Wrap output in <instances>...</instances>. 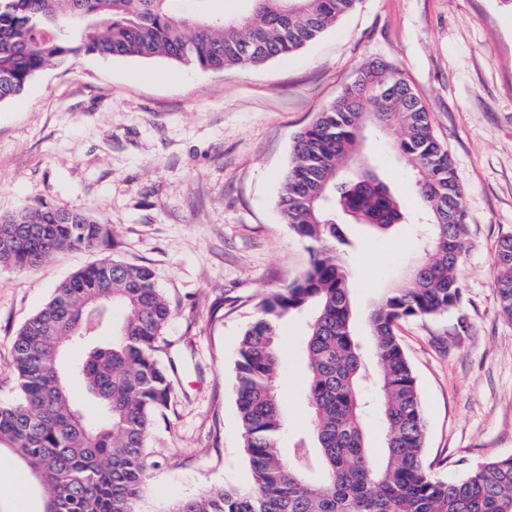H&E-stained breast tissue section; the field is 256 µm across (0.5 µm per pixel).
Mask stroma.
Returning <instances> with one entry per match:
<instances>
[{"label":"stroma","instance_id":"obj_1","mask_svg":"<svg viewBox=\"0 0 512 512\" xmlns=\"http://www.w3.org/2000/svg\"><path fill=\"white\" fill-rule=\"evenodd\" d=\"M375 61L398 69L426 107L464 189L470 248L459 311L398 321L427 418L425 462L456 480L512 456V321L499 308L493 256L512 234V5L506 0H357L302 49L261 65L201 71L164 58L87 56L38 74L0 102V215L51 204L91 213L108 235L38 268H0V403L17 398L12 343L75 272L111 257L153 267L172 310L158 359L172 376L147 451L145 495L162 503L249 480L236 362L261 300L309 264L278 199L295 135ZM397 133L366 134L375 171L423 210ZM351 298L363 318L420 256L408 225H353ZM281 444L309 431L302 398L305 319L278 327Z\"/></svg>","mask_w":512,"mask_h":512}]
</instances>
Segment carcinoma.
<instances>
[{"instance_id": "carcinoma-1", "label": "carcinoma", "mask_w": 512, "mask_h": 512, "mask_svg": "<svg viewBox=\"0 0 512 512\" xmlns=\"http://www.w3.org/2000/svg\"><path fill=\"white\" fill-rule=\"evenodd\" d=\"M208 0H0V101L19 97L49 67L86 55L166 57L201 70L260 65L297 51L357 0H247L239 18ZM401 132L397 149L427 206L423 256L368 315L373 349L354 328L345 254L348 226L377 233L407 223L395 193L362 160L364 132ZM279 207L308 245L310 263L263 302L240 340L237 409L250 481L171 501L155 512H512V456L487 459L448 481L424 464L426 417L396 322L460 308L458 268L469 248L463 190L429 113L398 70L372 63L294 137ZM42 204L0 217V264L27 270L65 249H92L102 225ZM16 224H46L27 236ZM493 264L502 314L512 320V235ZM312 307L305 339L304 398L313 420L288 451L277 389L278 322ZM171 308L148 265L103 259L76 272L12 343L18 399L0 405V449L42 475L55 512H144L152 476L146 440L168 407L171 382L157 352ZM94 405L85 416L60 371L61 352ZM384 429L383 462L367 445L368 408Z\"/></svg>"}]
</instances>
